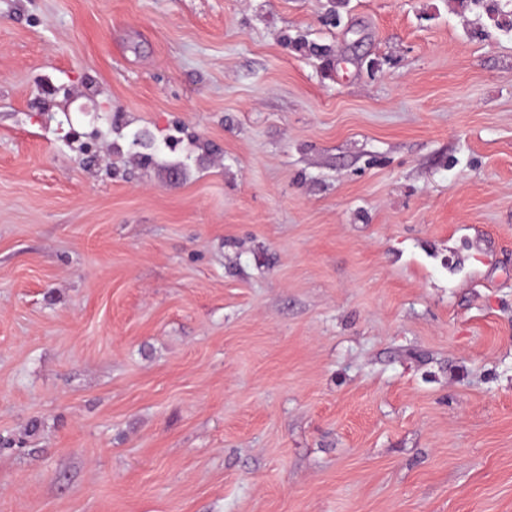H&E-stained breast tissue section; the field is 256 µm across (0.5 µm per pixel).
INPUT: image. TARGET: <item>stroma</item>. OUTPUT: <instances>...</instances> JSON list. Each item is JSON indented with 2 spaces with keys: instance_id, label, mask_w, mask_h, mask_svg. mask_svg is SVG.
Masks as SVG:
<instances>
[{
  "instance_id": "stroma-1",
  "label": "stroma",
  "mask_w": 512,
  "mask_h": 512,
  "mask_svg": "<svg viewBox=\"0 0 512 512\" xmlns=\"http://www.w3.org/2000/svg\"><path fill=\"white\" fill-rule=\"evenodd\" d=\"M494 2L0 0V512H512Z\"/></svg>"
}]
</instances>
